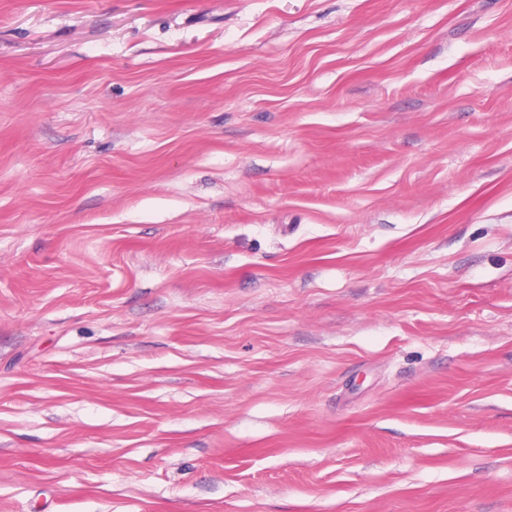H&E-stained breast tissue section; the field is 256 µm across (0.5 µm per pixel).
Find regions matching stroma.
Segmentation results:
<instances>
[{
	"instance_id": "stroma-1",
	"label": "stroma",
	"mask_w": 512,
	"mask_h": 512,
	"mask_svg": "<svg viewBox=\"0 0 512 512\" xmlns=\"http://www.w3.org/2000/svg\"><path fill=\"white\" fill-rule=\"evenodd\" d=\"M0 512H512V0H0Z\"/></svg>"
}]
</instances>
